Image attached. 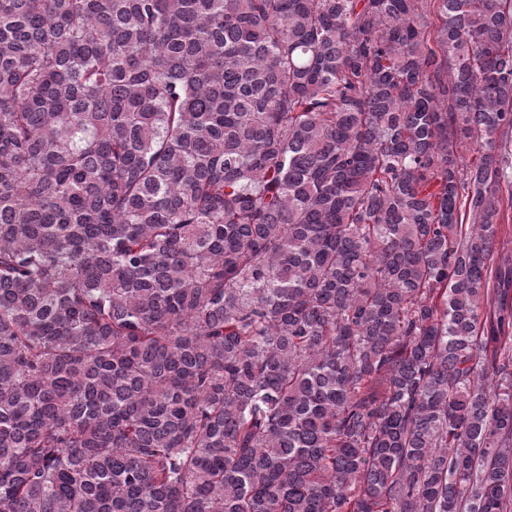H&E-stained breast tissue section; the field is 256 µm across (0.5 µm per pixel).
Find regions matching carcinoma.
Here are the masks:
<instances>
[{
  "label": "carcinoma",
  "mask_w": 512,
  "mask_h": 512,
  "mask_svg": "<svg viewBox=\"0 0 512 512\" xmlns=\"http://www.w3.org/2000/svg\"><path fill=\"white\" fill-rule=\"evenodd\" d=\"M512 0H0V512H512Z\"/></svg>",
  "instance_id": "carcinoma-1"
}]
</instances>
